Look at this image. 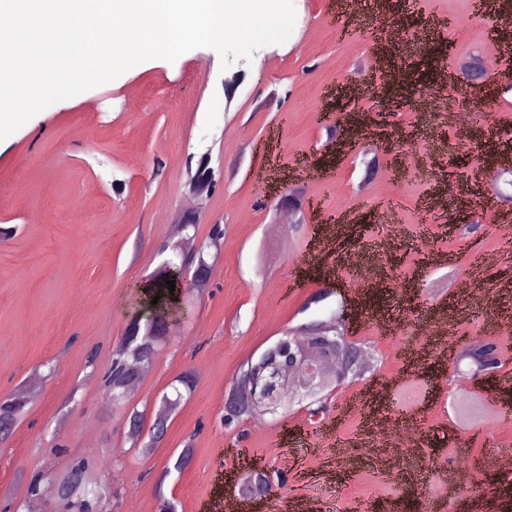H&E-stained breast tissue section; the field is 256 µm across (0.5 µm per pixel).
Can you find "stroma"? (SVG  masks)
I'll return each instance as SVG.
<instances>
[{
    "label": "stroma",
    "mask_w": 512,
    "mask_h": 512,
    "mask_svg": "<svg viewBox=\"0 0 512 512\" xmlns=\"http://www.w3.org/2000/svg\"><path fill=\"white\" fill-rule=\"evenodd\" d=\"M374 2L364 0L348 27L338 0H294L290 37L235 61L247 77L232 106L224 104L220 55L197 48L55 103L0 141V226L16 230L0 240V397L20 384L38 389L0 446V501H25L32 472L90 456L118 488V512H160L164 497L177 512H198L201 500L224 512V501L239 494L236 472L252 463L288 472L278 500L305 503L307 512H368L380 496L396 512H434L447 501L458 512H512V488L498 468L512 451V419L484 427L487 392L467 363L427 355L429 346L484 335L492 314L485 294L497 293L499 308L512 311L510 263L479 275L467 297L446 289L448 279L468 275L473 251L499 255L512 246V183L494 181L487 202L475 177L480 162L512 154V75L494 60L486 91L448 83L457 60L480 53L476 30L505 21L493 8L475 12L474 0H390V20L424 38L404 67L424 62L435 77L414 92L398 76L396 91L416 102L438 93L446 102L442 112H403L372 93L381 81L368 66L381 35ZM351 83L361 86L357 105L372 132L339 166L321 167L330 146L327 101ZM463 107L473 114L477 158L453 149L452 115ZM377 133L405 155L422 153L420 167L401 173L390 157L376 156ZM205 150L224 182L198 237L220 219L224 244L209 290L186 292L179 325L127 403L152 409L187 370L197 386L164 442L144 457L128 443L123 411L105 396L100 374L127 322L151 312L144 285L163 260L173 216L186 207L188 157ZM295 177L314 203L312 219L268 234L277 218L268 199ZM381 220L406 229L391 269L375 251ZM354 254L368 271L350 329L370 348L376 375L339 389L320 419L296 403L225 428L224 389L248 359L353 304ZM324 288L329 296L311 303ZM385 383L397 405L389 419L411 417L420 436L391 472L363 446L377 420L369 399ZM187 441L192 462L175 471ZM56 444L62 451L54 455Z\"/></svg>",
    "instance_id": "1"
}]
</instances>
